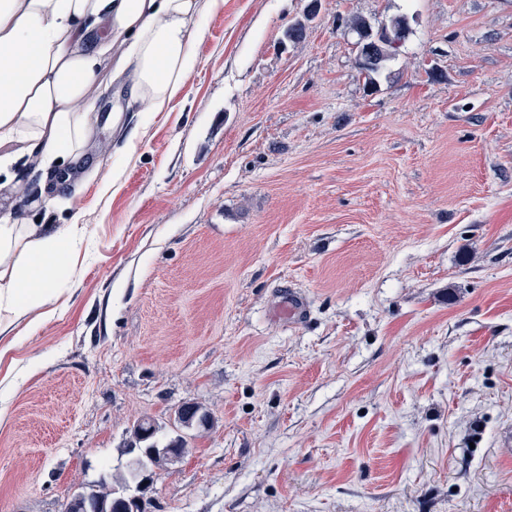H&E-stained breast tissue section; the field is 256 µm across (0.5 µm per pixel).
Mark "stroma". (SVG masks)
I'll return each instance as SVG.
<instances>
[{"instance_id": "obj_1", "label": "stroma", "mask_w": 512, "mask_h": 512, "mask_svg": "<svg viewBox=\"0 0 512 512\" xmlns=\"http://www.w3.org/2000/svg\"><path fill=\"white\" fill-rule=\"evenodd\" d=\"M308 4L223 0L149 118L104 63L79 185L22 172L82 242L0 334V512L118 481L186 402L213 426L147 512H512V0ZM398 16L368 90L349 24Z\"/></svg>"}]
</instances>
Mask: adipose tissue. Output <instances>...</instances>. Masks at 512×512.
I'll return each mask as SVG.
<instances>
[{"label": "adipose tissue", "instance_id": "ef3b65f1", "mask_svg": "<svg viewBox=\"0 0 512 512\" xmlns=\"http://www.w3.org/2000/svg\"><path fill=\"white\" fill-rule=\"evenodd\" d=\"M221 3L0 0V201L14 200L24 167L79 173L107 53H118L122 87L142 112L165 111L196 68L201 19ZM78 230L0 212V316L54 304Z\"/></svg>", "mask_w": 512, "mask_h": 512}]
</instances>
